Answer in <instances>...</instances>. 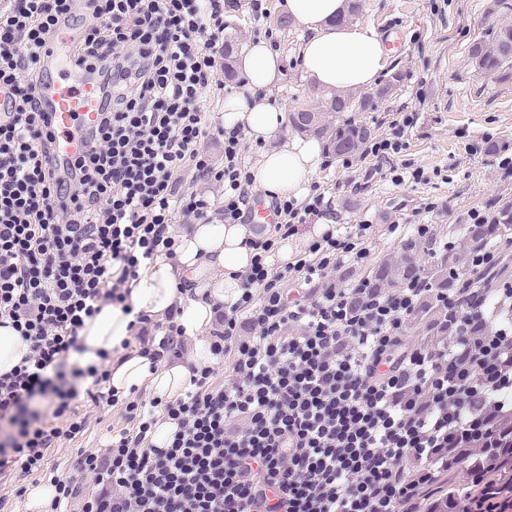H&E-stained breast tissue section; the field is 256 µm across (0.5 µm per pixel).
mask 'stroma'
I'll use <instances>...</instances> for the list:
<instances>
[{"label": "stroma", "instance_id": "obj_1", "mask_svg": "<svg viewBox=\"0 0 512 512\" xmlns=\"http://www.w3.org/2000/svg\"><path fill=\"white\" fill-rule=\"evenodd\" d=\"M224 14L226 34L240 45L263 39L278 52L284 76L268 92L274 103L291 109L307 99L311 84L298 67V49L304 31L297 23L278 26L285 16L284 0H263L264 16L254 19L251 0H231ZM359 23L377 28L385 42L396 29L406 33L402 49L392 50L388 72L399 80L392 94L371 112H355L356 123L371 128L373 138L391 132L392 123L412 112L417 123L409 146L400 157L380 160L381 174L365 178L358 154L337 157L324 153L313 177L314 185L331 201L329 217L336 226L367 225L364 238L369 250L361 276H373L387 259L402 252V244L389 228L394 224L428 222L438 235L457 234L475 210L512 202V181L502 180L498 155L512 150V79L479 72L468 50L495 26L512 22V10L494 0H361ZM479 145L478 154L469 145ZM411 165L424 169L426 181H393L391 167ZM435 202L432 213L422 210ZM120 408H93L82 437L56 449L50 462L67 470L76 449L107 443L124 428Z\"/></svg>", "mask_w": 512, "mask_h": 512}]
</instances>
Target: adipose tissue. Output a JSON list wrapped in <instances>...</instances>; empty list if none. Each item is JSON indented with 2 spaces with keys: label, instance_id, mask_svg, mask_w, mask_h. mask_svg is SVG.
Instances as JSON below:
<instances>
[{
  "label": "adipose tissue",
  "instance_id": "1",
  "mask_svg": "<svg viewBox=\"0 0 512 512\" xmlns=\"http://www.w3.org/2000/svg\"><path fill=\"white\" fill-rule=\"evenodd\" d=\"M349 0H284L288 15L304 27L300 68L304 77L325 91L365 90L376 85L388 65L384 40L374 26L346 22ZM246 82L224 100V125L241 128L262 145L253 170L255 185L266 197L302 202L321 161L319 142L297 137L278 147L270 141L285 121L284 110L271 103L266 89L283 76L280 55L267 41L251 42L235 62ZM250 225L201 219L182 228L174 257L154 259L128 280L130 309L106 305L79 331L81 348L71 357L81 365L97 363L111 352V386L120 397L147 389L172 399L186 390L193 368L213 364L209 335L224 303L238 298L241 277L256 252ZM175 315L189 344L187 355L158 363L134 344L137 318L165 322Z\"/></svg>",
  "mask_w": 512,
  "mask_h": 512
}]
</instances>
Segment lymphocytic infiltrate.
Segmentation results:
<instances>
[{
    "label": "lymphocytic infiltrate",
    "mask_w": 512,
    "mask_h": 512,
    "mask_svg": "<svg viewBox=\"0 0 512 512\" xmlns=\"http://www.w3.org/2000/svg\"><path fill=\"white\" fill-rule=\"evenodd\" d=\"M226 0H0V319L29 352L0 375V512H18L37 473L55 494L44 512H420L440 478L467 463L474 483L512 466V284L484 287L507 255L493 234L464 259L479 279L438 288L417 275L397 288L344 280L365 265V225L329 227L284 268L278 239L331 208L280 200L276 236L210 341L230 359L194 372L179 397L118 398L108 353L71 363L78 331L102 306L129 308L128 279L174 256L176 216L207 217L208 201L175 192L195 169L223 187L217 213L244 222L253 184L242 134L221 128L224 165L204 143L203 91L220 86ZM84 37L73 67L98 76L107 107L67 173L49 167L55 140L38 99L39 53L61 18ZM121 406L129 426L102 448H80L67 471L49 463L83 435L79 404ZM175 430L156 446L159 419Z\"/></svg>",
    "instance_id": "1"
}]
</instances>
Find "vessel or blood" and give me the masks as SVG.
Segmentation results:
<instances>
[{"instance_id": "vessel-or-blood-1", "label": "vessel or blood", "mask_w": 512, "mask_h": 512, "mask_svg": "<svg viewBox=\"0 0 512 512\" xmlns=\"http://www.w3.org/2000/svg\"><path fill=\"white\" fill-rule=\"evenodd\" d=\"M80 36L78 26H60L41 50L45 77L38 94L55 125L53 164L59 170L66 169L81 150L83 137L97 123L107 95L99 78L76 73L70 66V50Z\"/></svg>"}]
</instances>
